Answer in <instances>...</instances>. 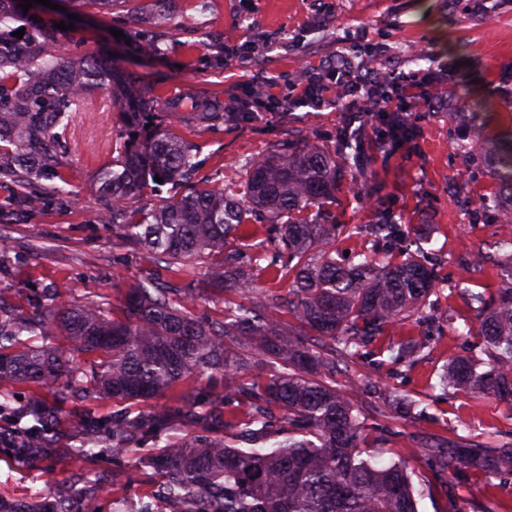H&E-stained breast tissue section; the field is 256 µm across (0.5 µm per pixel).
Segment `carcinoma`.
I'll return each mask as SVG.
<instances>
[{"mask_svg": "<svg viewBox=\"0 0 512 512\" xmlns=\"http://www.w3.org/2000/svg\"><path fill=\"white\" fill-rule=\"evenodd\" d=\"M24 0H0V182L22 188L34 178L54 182L52 201L71 200L63 166L53 147L66 140L73 106L103 90L131 115L129 141L120 158L97 170L95 186L109 197L106 219L112 230L138 244L157 262L188 266L206 256L220 260L210 271L211 286L224 292L220 317L207 324L192 314L186 300L196 288L143 281L129 288L121 316L89 301L75 308L58 306L14 318L13 292L0 288V385L82 384L104 398L131 405L163 396L189 376L224 379L223 402L202 410L183 404L162 406L135 416H112L107 424L84 419L85 430H108L112 456L131 451L133 436L147 437L153 448L139 455L141 469L159 479L156 503L134 505L114 494L112 512H418L416 489L405 463H383L361 447L367 432L384 441L386 427L368 421L353 397L377 386L350 369L358 357L388 358L410 367L429 347V334L406 329L408 322L435 324L457 332L454 318L433 314L441 280L435 264L424 259L416 228L379 206L366 187L367 119H348L332 148L288 142L272 152L239 163L240 177L217 188L175 195L159 207L134 205L145 187L160 177L179 185L195 173L197 154L165 128H146V104L124 93V76L112 58L96 54L72 61L57 53L60 29L24 11ZM25 28L24 55L4 32ZM471 107V125L458 150L478 159L495 181L481 211L512 223V131L482 139V102ZM380 150L392 153L415 136L405 119L385 121ZM357 190L373 210L367 224H338L331 210L343 187ZM37 209L44 201L18 196L0 203V220L14 205ZM272 224L270 245L244 249L241 230ZM360 238L370 249L347 262L336 252L339 238ZM496 294H474L477 351L452 359L439 374L445 393L466 391L495 396L512 405V238L496 242ZM293 279L283 295L262 286V279ZM288 320H283V317ZM65 336L66 351L31 336ZM98 355L100 367L79 372L68 353ZM3 395L0 418L32 463L49 454L51 436L61 425L57 398H44L15 413ZM182 418L218 434L183 440L168 435L169 421ZM439 477L469 471L505 483L512 478V442L471 438L428 445ZM37 505L0 499V512H96L94 500L55 498Z\"/></svg>", "mask_w": 512, "mask_h": 512, "instance_id": "obj_1", "label": "carcinoma"}]
</instances>
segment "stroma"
Listing matches in <instances>:
<instances>
[{
    "instance_id": "stroma-1",
    "label": "stroma",
    "mask_w": 512,
    "mask_h": 512,
    "mask_svg": "<svg viewBox=\"0 0 512 512\" xmlns=\"http://www.w3.org/2000/svg\"><path fill=\"white\" fill-rule=\"evenodd\" d=\"M493 2L494 9L484 12L469 7L468 0H166V19L158 24L152 0H138L135 12L128 0H113L105 7L82 5L74 20L53 9L45 17L74 23L60 39L63 55L83 58L111 50L129 91L157 105L193 99L214 113V120L203 121L189 112L169 127L197 149L196 188L223 185L239 160L298 136L335 144L344 114L329 105L282 101L242 122L221 120L237 101L266 99L269 79L319 78L324 60L362 41L381 49L365 59L366 69L433 74L435 108L417 119V138L392 155L373 154L381 205L429 238L442 276L489 293L498 286L494 267L468 265V253L512 236V224L501 217L478 219L474 207L493 185L482 168L463 163L457 132L468 120L467 99L489 106L486 138L512 129V0ZM98 100L99 109L75 112L67 140L56 148L72 202L36 210L20 205L0 223V286L14 288L18 313H31L51 299L66 307L98 301L115 309L130 284L175 278L98 219L104 200L93 175L116 159L115 147L127 136L121 109L108 94ZM474 342L448 333L435 337L428 356L399 375L387 364L361 366L380 385L398 387L425 409L423 417L408 422L391 416L375 395L356 398L362 413L393 431L383 448L385 459L405 462L414 482H426L419 512L449 510L444 489L431 481L427 441L512 439L511 405L462 391L445 395L434 387L438 372ZM121 408L92 392L69 394L55 451L47 459L33 464L0 447V496L26 501L49 489L60 495L92 493L97 512H112L117 486L135 500L147 499L152 478L132 460H114L108 438L100 439L95 454L73 452L84 438L83 417H108ZM455 496L461 512L480 505L512 512V484L490 489L467 471L455 480Z\"/></svg>"
}]
</instances>
